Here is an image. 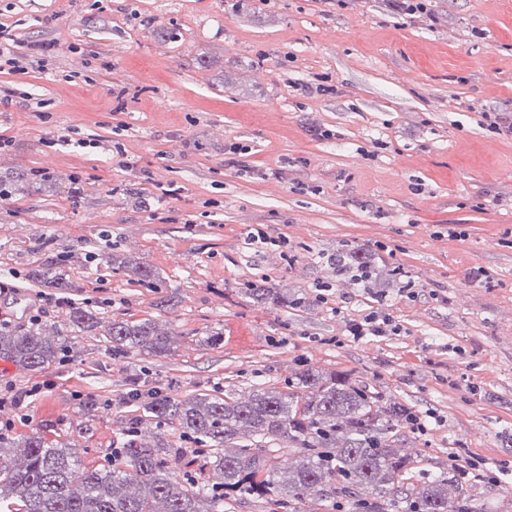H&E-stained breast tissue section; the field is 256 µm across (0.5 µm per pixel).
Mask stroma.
Returning <instances> with one entry per match:
<instances>
[{"label":"stroma","instance_id":"obj_1","mask_svg":"<svg viewBox=\"0 0 512 512\" xmlns=\"http://www.w3.org/2000/svg\"><path fill=\"white\" fill-rule=\"evenodd\" d=\"M244 1L241 14L237 0H0L20 45L55 46L44 65L0 68V174L56 178L0 198V320L60 326L72 305L98 316L48 367H0V389L39 390L26 413L0 407V423L101 466L140 414L124 399L133 384L181 399L287 393L307 364L432 415L427 433L400 429L414 479L458 454L512 465V137L483 118L512 114V0H432L430 21L386 0ZM160 26L174 39L156 40ZM203 54L222 70L202 68ZM234 143L250 149L244 166ZM452 224L465 239L446 237ZM257 225L291 255L251 241ZM355 246L403 267L416 298L338 281L328 258ZM110 250L159 285L107 266ZM48 258L68 287L30 281ZM262 282L305 307L254 303L246 289ZM381 308L401 335L348 336V319ZM145 318L169 331L170 352L113 351L112 321ZM141 430L208 479L177 423Z\"/></svg>","mask_w":512,"mask_h":512}]
</instances>
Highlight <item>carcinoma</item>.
Wrapping results in <instances>:
<instances>
[{"instance_id": "cac0c4a2", "label": "carcinoma", "mask_w": 512, "mask_h": 512, "mask_svg": "<svg viewBox=\"0 0 512 512\" xmlns=\"http://www.w3.org/2000/svg\"><path fill=\"white\" fill-rule=\"evenodd\" d=\"M31 181L49 188L53 177L0 176V191L8 196ZM106 262L138 282L156 280L151 268L118 252ZM331 264L340 278L365 269L367 288L395 282L393 271L365 247L338 250ZM29 277L47 288L69 287L51 261ZM248 295L260 304L301 303L297 295L264 284L248 289ZM96 325L91 310L68 309L69 328L91 332ZM108 336L116 352L158 356L171 346L168 332L151 319L114 321ZM66 352L67 343L47 338L39 322L21 331L0 327V356L29 370L43 369ZM293 384L292 393L254 386L240 398L203 393L181 400L155 391L126 429L123 448L112 452L114 464L100 468L37 433L21 440L0 437V512H224L230 496L287 509L310 494L338 498L352 512H471L463 484L477 477L463 475L459 465L416 485L406 482L414 459L396 447L398 427L409 415L405 404L372 397L346 376L313 367L299 369ZM144 420L178 421L184 436L207 447L216 481L177 476L183 449L163 438L143 443ZM12 448L24 449L21 463L8 459ZM134 482L146 489L143 496L128 494Z\"/></svg>"}]
</instances>
